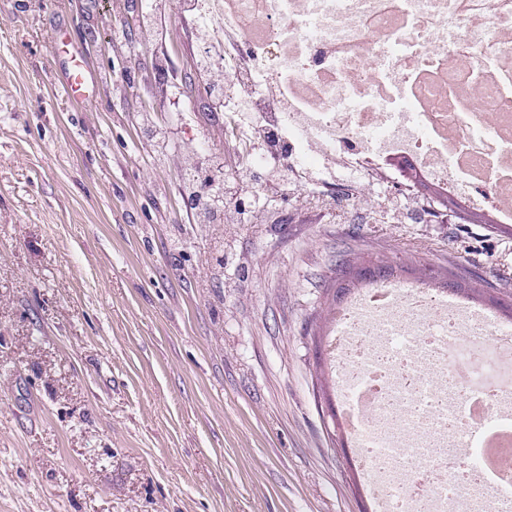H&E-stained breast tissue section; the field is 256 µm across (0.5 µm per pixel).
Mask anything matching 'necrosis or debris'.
Returning <instances> with one entry per match:
<instances>
[{
  "label": "necrosis or debris",
  "mask_w": 512,
  "mask_h": 512,
  "mask_svg": "<svg viewBox=\"0 0 512 512\" xmlns=\"http://www.w3.org/2000/svg\"><path fill=\"white\" fill-rule=\"evenodd\" d=\"M180 0L203 58L224 77L242 164L307 169L314 149L373 175L412 159L468 210L512 223V0ZM450 57L467 83L411 94ZM340 421L374 512H512V483L462 472L487 430L512 426V326L417 280L356 289L328 339ZM483 401L481 419L471 416Z\"/></svg>",
  "instance_id": "necrosis-or-debris-1"
}]
</instances>
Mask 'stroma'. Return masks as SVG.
<instances>
[{
    "mask_svg": "<svg viewBox=\"0 0 512 512\" xmlns=\"http://www.w3.org/2000/svg\"><path fill=\"white\" fill-rule=\"evenodd\" d=\"M175 0H0V512H372L335 417L339 252L460 267L512 303V231L309 156L239 180ZM65 32L99 80L71 102ZM218 167L274 222L201 223Z\"/></svg>",
    "mask_w": 512,
    "mask_h": 512,
    "instance_id": "35a3bbf8",
    "label": "stroma"
}]
</instances>
